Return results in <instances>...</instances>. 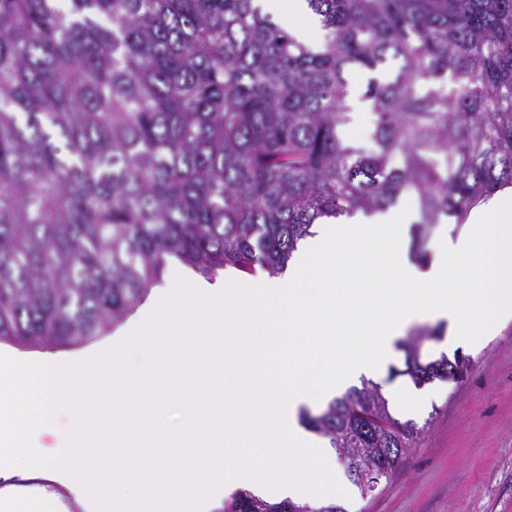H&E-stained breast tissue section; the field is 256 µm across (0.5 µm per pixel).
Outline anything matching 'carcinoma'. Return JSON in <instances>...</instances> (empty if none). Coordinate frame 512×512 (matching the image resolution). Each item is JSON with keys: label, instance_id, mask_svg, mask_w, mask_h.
Returning <instances> with one entry per match:
<instances>
[{"label": "carcinoma", "instance_id": "cac0c4a2", "mask_svg": "<svg viewBox=\"0 0 512 512\" xmlns=\"http://www.w3.org/2000/svg\"><path fill=\"white\" fill-rule=\"evenodd\" d=\"M298 42L255 0H0V343L53 350L122 323L170 257L270 276L323 218L417 204L415 245L512 186V0H308ZM370 74L368 142L349 76ZM400 342L417 385L467 377ZM301 423L348 474H392L424 428L378 385ZM227 512H312L234 495Z\"/></svg>", "mask_w": 512, "mask_h": 512}]
</instances>
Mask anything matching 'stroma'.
<instances>
[{
	"mask_svg": "<svg viewBox=\"0 0 512 512\" xmlns=\"http://www.w3.org/2000/svg\"><path fill=\"white\" fill-rule=\"evenodd\" d=\"M473 367L461 382L414 385L382 375L392 414L424 433L373 496L347 512H512V320L462 347Z\"/></svg>",
	"mask_w": 512,
	"mask_h": 512,
	"instance_id": "35a3bbf8",
	"label": "stroma"
}]
</instances>
